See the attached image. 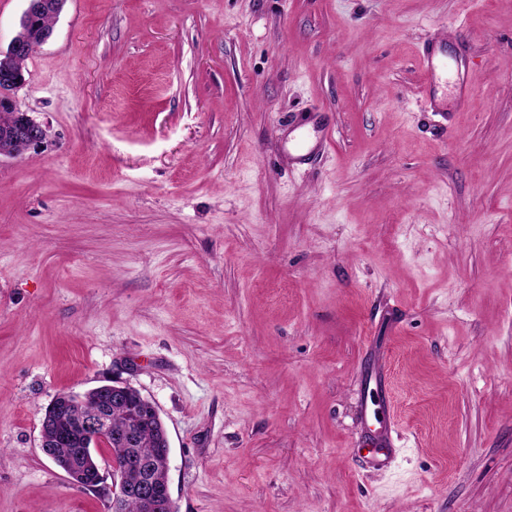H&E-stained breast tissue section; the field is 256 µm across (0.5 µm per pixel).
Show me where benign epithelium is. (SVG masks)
I'll return each mask as SVG.
<instances>
[{"mask_svg":"<svg viewBox=\"0 0 512 512\" xmlns=\"http://www.w3.org/2000/svg\"><path fill=\"white\" fill-rule=\"evenodd\" d=\"M48 33L36 27H28L25 37L14 39L8 46V52L14 55L22 53L26 44L31 41L41 43L47 41ZM24 84L17 75L0 70V110L18 111L15 92ZM4 137L18 141L25 149L41 147L47 138L46 128L42 123L27 115L25 119L9 128L4 129ZM94 392L105 403H124L135 400L142 408L148 410L154 422L163 425L159 411L154 403L144 397L139 390L128 384H105L98 386ZM81 434L80 445L83 450L91 453L96 448L107 446L111 437V428L108 417L104 412H98L81 418L79 423ZM86 487L95 492L107 504L111 512H117L120 501L133 495L140 499L146 512H169L173 505V498L169 482H161L150 474H145L140 484L130 487L124 483L121 471L113 467L112 473L107 475L96 470V476L86 483Z\"/></svg>","mask_w":512,"mask_h":512,"instance_id":"7a95c632","label":"benign epithelium"}]
</instances>
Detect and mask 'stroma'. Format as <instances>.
<instances>
[{
  "mask_svg": "<svg viewBox=\"0 0 512 512\" xmlns=\"http://www.w3.org/2000/svg\"><path fill=\"white\" fill-rule=\"evenodd\" d=\"M428 40L466 44L465 110L425 104ZM25 78L0 512H107L41 423L112 379L158 408L177 512H512V0H66ZM24 115L25 119L22 122L4 129V137L9 139H0V154L11 155L20 152L19 145L12 140L18 141L26 151L39 148L46 142L47 134L43 124L27 113ZM315 132V139L311 141L308 130H299L298 133L288 140V152L298 164H306L315 154V149L326 148L333 140V129L323 121L320 114L315 113L310 117ZM396 433V421L389 414L382 428L372 434L368 445L373 448L367 458V464L377 470H386L391 467L396 457L394 434Z\"/></svg>",
  "mask_w": 512,
  "mask_h": 512,
  "instance_id": "1",
  "label": "stroma"
}]
</instances>
